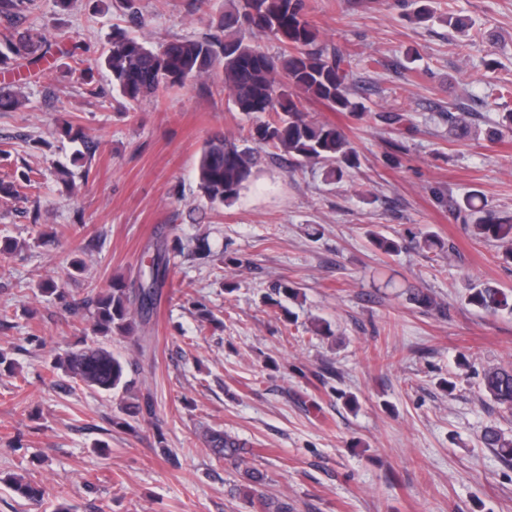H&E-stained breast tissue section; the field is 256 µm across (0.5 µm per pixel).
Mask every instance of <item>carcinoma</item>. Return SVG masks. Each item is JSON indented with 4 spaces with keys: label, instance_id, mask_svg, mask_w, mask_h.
<instances>
[{
    "label": "carcinoma",
    "instance_id": "carcinoma-1",
    "mask_svg": "<svg viewBox=\"0 0 512 512\" xmlns=\"http://www.w3.org/2000/svg\"><path fill=\"white\" fill-rule=\"evenodd\" d=\"M32 6V0H0V22L12 23ZM209 33L201 38L174 39L155 49L129 31L117 27L102 63L112 73V87L130 104L155 96L188 80H204L216 72L223 75L229 101L252 119L248 136L218 135L201 148L196 178L198 188L211 207L220 208L236 200L252 180L260 152L273 148L296 166L321 164L325 179L343 178L347 169L360 167L359 154L346 133L334 124L320 121L304 111L303 101L316 100L334 112H363L351 93V55L328 45L306 17L305 0H228L224 10L207 18ZM278 41L283 49L271 55L261 39ZM43 36L31 31L5 34L0 39V68L11 58L36 54ZM19 90L0 93V111L23 105ZM477 196L448 199L451 211L462 216L472 235L508 245L503 257L512 260V219L503 218L475 204ZM372 244L386 254L397 253L401 244L379 232L371 233ZM188 251L199 259L210 254L207 237L188 241ZM170 275L166 237L161 235L147 247V260L139 269V286L131 291L115 280L110 288L88 295L83 305L93 332L129 337L140 350L148 339L137 335L149 321L162 297ZM469 305L489 314H512V292L487 283L470 289ZM53 368L87 388L119 394V428L132 429L131 422L152 418L150 394L143 393L135 379V364L99 344H81L56 355ZM482 394L499 407L512 410V366L487 365L482 369ZM211 453L219 459L240 455L246 443L211 429L205 434ZM483 443L512 459V439L495 427L486 428ZM246 483L235 485L232 495L244 500L253 512H292L286 501H274L262 491L264 473L245 471ZM15 495L24 500L45 497L46 489L16 475L7 480Z\"/></svg>",
    "mask_w": 512,
    "mask_h": 512
}]
</instances>
